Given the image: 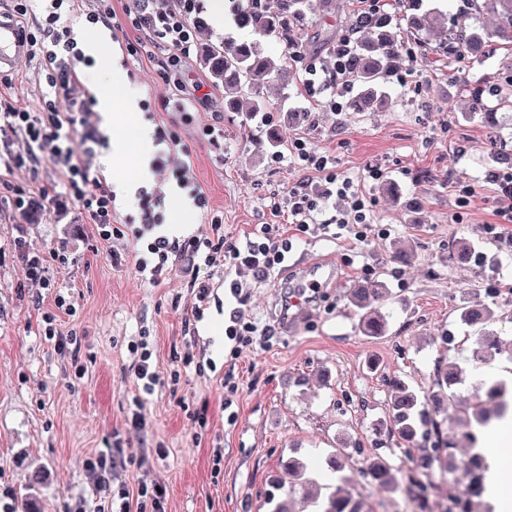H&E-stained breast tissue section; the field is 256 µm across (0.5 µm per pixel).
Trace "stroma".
Masks as SVG:
<instances>
[{
    "instance_id": "35a3bbf8",
    "label": "stroma",
    "mask_w": 512,
    "mask_h": 512,
    "mask_svg": "<svg viewBox=\"0 0 512 512\" xmlns=\"http://www.w3.org/2000/svg\"><path fill=\"white\" fill-rule=\"evenodd\" d=\"M128 0H112L121 31L109 34L105 50L114 51L119 67L140 100L152 111H175L183 94L162 76L161 61L132 55L128 44L140 34L124 23ZM356 0H332L327 12L307 14L303 48L318 62L332 61L323 37L355 41L371 30L355 31ZM389 30L405 46L400 68L384 84L385 100L364 112L351 102L357 88L333 87L310 103L301 79L270 81L261 95L270 103L271 123L280 142L263 143V123L251 115L250 101L226 110L224 89L215 84L199 56L183 66L186 85H200L207 99L198 104L203 120L224 121V147L216 149L199 125L178 126L197 157L190 175L209 197L210 212L191 207L174 184L141 182L160 193L167 209L186 207L192 232L207 229L218 216L224 231L241 236L254 225L272 223L265 208L269 193L299 176L289 161L274 162L273 152H287L297 138L330 156L339 176L365 182L374 200L373 219L389 233L367 243L347 232L307 234L293 241L285 266L267 282L254 285L243 308L246 318L275 334L264 344L231 355L224 342V312L236 301L219 295L197 325L195 340L183 322L193 296L185 277L151 286L113 267L105 250H93L87 224L17 225L0 214V487L10 489L17 512H69L85 492L82 460L113 441L164 445L167 457H151L148 466L131 464L129 474L158 481L167 489L166 512H268L271 482L291 456L314 462L338 446L346 461L361 464L374 453L400 464L396 439H378L375 429L387 420L386 378L398 376L419 393L430 391L437 361H461L471 347L460 308L472 301L496 303L503 321L494 323L502 343H512V221L502 219L499 190L486 179L489 171L507 170L501 153H512V86L495 100V120L476 112L468 89L498 82L512 67V45L485 37L481 52L451 61L414 42L404 9L385 0ZM49 88L38 59L22 56L14 69L0 72V98L17 107L37 109ZM339 95L342 111L321 105ZM381 167L380 181L367 169ZM499 233H491V226ZM24 236L31 247L48 251L68 247L73 261L53 270L54 287L43 289L35 306L25 274L13 256V241ZM474 242L478 255L462 263L452 244ZM409 252L407 262L393 257L394 243ZM324 271L312 302L295 314L282 313L286 292L303 287L304 270ZM384 283L390 328L385 336L360 333L359 317L349 302L352 288ZM71 291L86 369L76 379L69 359L57 354L39 334L42 308L53 305L56 289ZM149 331L165 379L174 353L193 350L215 365V372L190 376L177 388L160 384L144 412L147 427L135 433L128 424L137 395L128 344ZM453 343L443 344L442 336ZM233 373L238 387L221 383ZM235 422H228V412ZM203 415L205 426L194 425ZM224 454L220 476H212V451Z\"/></svg>"
}]
</instances>
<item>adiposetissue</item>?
Instances as JSON below:
<instances>
[{
    "label": "adipose tissue",
    "mask_w": 512,
    "mask_h": 512,
    "mask_svg": "<svg viewBox=\"0 0 512 512\" xmlns=\"http://www.w3.org/2000/svg\"><path fill=\"white\" fill-rule=\"evenodd\" d=\"M87 55L98 63L106 79L96 87L98 108L114 130L108 170L116 179L147 176L146 161L152 151L153 130L143 121L137 108L135 91L103 48L100 37L84 39ZM484 447L493 452L490 495L496 512H512V424L498 422L485 434Z\"/></svg>",
    "instance_id": "1"
}]
</instances>
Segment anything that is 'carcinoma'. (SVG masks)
Masks as SVG:
<instances>
[{
    "label": "carcinoma",
    "instance_id": "carcinoma-1",
    "mask_svg": "<svg viewBox=\"0 0 512 512\" xmlns=\"http://www.w3.org/2000/svg\"><path fill=\"white\" fill-rule=\"evenodd\" d=\"M329 0H278V7L270 10L267 0H244L237 5V21L249 29L256 40L251 42H224L209 45L203 52L202 62L213 81L224 87L228 105L257 92L264 79L281 70L275 60L266 54L264 44L276 42L283 49L299 45L296 29L301 10L327 6ZM469 18H477L487 7L497 9L499 23L495 34L512 43V0H466ZM448 40L439 49L450 56H465L481 46L482 34L455 13L448 15ZM404 46L388 35L374 42H364L355 47L346 72V79L361 88L354 101L355 110L362 112L376 101L379 88L389 73L398 67ZM474 109L483 112L484 118L493 120L486 104L482 87H471ZM387 290L381 284H367L354 290L350 304L359 316L363 335L383 336L389 329V314L383 311ZM498 318L493 303L478 302L462 308L459 320L462 325L477 329L474 342L478 345L474 362L502 352L497 333L490 329ZM470 363L461 365L437 364L434 371V389L419 395L405 380L393 377L386 380L390 413L385 429L390 436L398 437L407 459L406 467L393 465L388 458L373 456L349 472H344L341 460L331 455L323 468L331 476L330 482L318 481L319 468L291 457L283 463L284 476L273 482L274 492L268 504L271 512H300L297 501L312 497V490L326 489L327 494L317 512H365L361 501L345 489L348 483L363 479L382 491L400 494L412 505L413 512H427L430 496L436 488V473L448 471V458L454 456L459 439L453 430L444 427L439 419L441 412L449 409L467 421L464 436L477 440L484 433L489 416L486 405L494 404L498 416L512 412L506 383L501 380H481L471 385L468 397L457 399L456 387L467 382ZM475 468L467 469L468 483L463 492L448 497L441 512H481L480 499L486 489L488 466L483 456L476 454Z\"/></svg>",
    "mask_w": 512,
    "mask_h": 512
}]
</instances>
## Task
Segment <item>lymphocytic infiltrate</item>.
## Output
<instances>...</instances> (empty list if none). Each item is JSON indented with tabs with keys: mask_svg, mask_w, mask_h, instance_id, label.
Wrapping results in <instances>:
<instances>
[{
	"mask_svg": "<svg viewBox=\"0 0 512 512\" xmlns=\"http://www.w3.org/2000/svg\"><path fill=\"white\" fill-rule=\"evenodd\" d=\"M151 2L132 0L126 11L131 26L146 35L145 41L132 46L131 51L149 57L165 53V77L174 86H181V62L190 57L197 41V0H180L175 9H155ZM64 3L46 0L36 31L22 35L30 55L40 58L54 94L44 97L37 111L9 105L0 113V207L11 209L26 224L45 219L58 224L69 210H78L93 225L99 242H122L121 252L111 255L113 264L132 267L152 286L169 280L178 268H185L191 276L193 294L185 316L189 327L203 319L217 289H224L241 302L248 288L268 281L292 249V232L306 233L316 225L324 232L333 227L351 232L360 242L372 235L373 219L363 184L338 179L330 157L303 139L296 140L290 149L299 179L285 191L273 194L267 204L274 223L255 225L244 237L226 235L222 222L216 219L205 237L179 240L161 234L163 199L154 194L142 195L138 221L117 223L112 192L92 169L103 137L86 119L87 92L76 73L85 57L70 28L60 23ZM353 50L350 38H340L335 47L334 70L328 75L315 59L293 48L290 58L304 73L306 93L315 95L326 87L328 79L345 75ZM75 126L80 129L76 135L71 132ZM192 163L191 146L173 132L165 149L153 158L151 171L154 178L181 183ZM46 169L51 170V177H43ZM318 176L335 185L337 194L348 200L345 210L321 225L315 218L318 196L314 179ZM283 217L288 220L284 226L279 223ZM14 249L30 286L35 288L51 287L52 270L69 263L66 254L30 248L21 236L16 237ZM75 313L69 298L55 295L53 308L42 314L41 331L55 350L74 363V376L81 379L85 376L80 364L81 340L76 329L62 330L60 323L62 316ZM130 352L139 395L133 400L129 423L140 430L145 426L143 398L154 393L161 377L147 334L133 340ZM134 457V451L119 442L88 457L83 463V480L89 492L75 497L72 512H135V505L143 499L150 500L152 512H165V495L156 485L129 478L127 471Z\"/></svg>",
	"mask_w": 512,
	"mask_h": 512,
	"instance_id": "lymphocytic-infiltrate-1",
	"label": "lymphocytic infiltrate"
}]
</instances>
